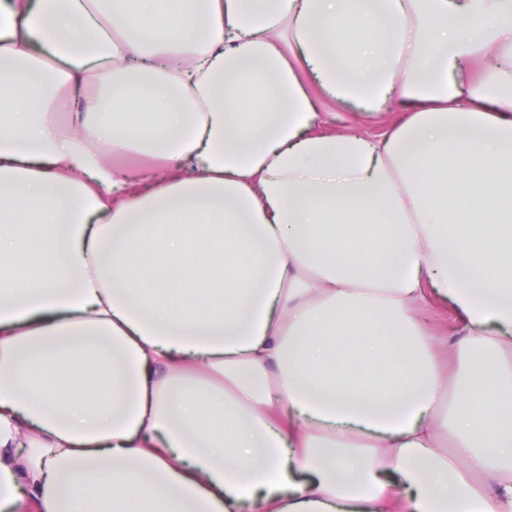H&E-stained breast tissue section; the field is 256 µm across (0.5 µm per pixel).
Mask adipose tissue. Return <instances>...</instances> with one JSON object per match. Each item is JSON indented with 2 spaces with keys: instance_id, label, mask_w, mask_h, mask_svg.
<instances>
[{
  "instance_id": "obj_1",
  "label": "adipose tissue",
  "mask_w": 512,
  "mask_h": 512,
  "mask_svg": "<svg viewBox=\"0 0 512 512\" xmlns=\"http://www.w3.org/2000/svg\"><path fill=\"white\" fill-rule=\"evenodd\" d=\"M0 512H512V0H0ZM326 112H329L326 129L330 131L341 130L354 121L355 108L352 105H327ZM451 314L448 307L433 304L425 310V320L429 328L436 334L443 335L448 331V319Z\"/></svg>"
}]
</instances>
